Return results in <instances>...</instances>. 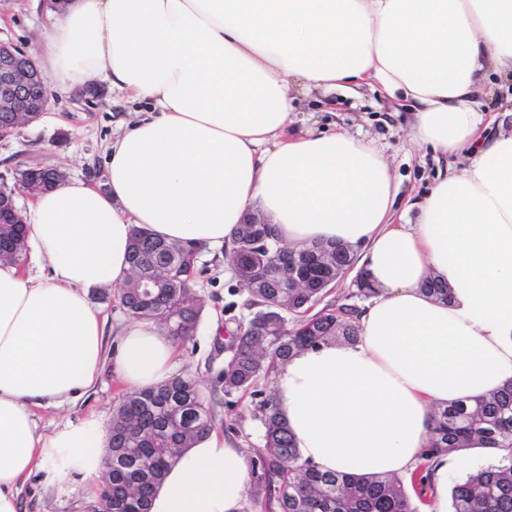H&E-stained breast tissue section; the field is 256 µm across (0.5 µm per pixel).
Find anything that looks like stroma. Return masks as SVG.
<instances>
[{"mask_svg": "<svg viewBox=\"0 0 512 512\" xmlns=\"http://www.w3.org/2000/svg\"><path fill=\"white\" fill-rule=\"evenodd\" d=\"M52 12L44 0H0V42L12 44L42 62ZM49 103L36 120L19 126L0 138V190L12 193L20 211H27L31 196L17 183V172L28 166H50L65 178L86 180L104 186L107 179L108 146L132 122L140 102L98 83L95 94L65 93L48 85ZM298 130L347 131L371 140L389 161L400 186L398 200H414L427 193L437 174L433 151L412 140L406 107L382 93L363 88L360 98L347 99L335 93L320 99H301ZM196 290L204 300L197 332L181 346V374H191L205 389L217 386L224 369L225 329L236 326L245 310L244 297L232 271L225 267L223 252L206 248L199 255ZM274 390L273 380H264L245 393L225 397L215 408L225 440L238 447L263 444V427L255 413L259 402ZM123 385L104 376L95 390L76 402L47 407L39 412V427L51 433L69 421L89 414L110 422L114 403ZM23 512H85L88 494L76 475L49 485L43 474L34 475L20 491Z\"/></svg>", "mask_w": 512, "mask_h": 512, "instance_id": "35a3bbf8", "label": "stroma"}]
</instances>
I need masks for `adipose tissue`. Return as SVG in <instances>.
I'll list each match as a JSON object with an SVG mask.
<instances>
[{"label":"adipose tissue","instance_id":"obj_1","mask_svg":"<svg viewBox=\"0 0 512 512\" xmlns=\"http://www.w3.org/2000/svg\"><path fill=\"white\" fill-rule=\"evenodd\" d=\"M57 86L106 83L148 112L109 147L99 189L35 195L36 274L0 261V512L34 473L95 484L110 431L96 417L39 431L36 410L104 374L144 390L175 375L153 321L116 333L89 289L121 284L135 232L230 244L261 213L283 243L362 249L377 297L351 344L295 355L275 377L280 418L325 471L411 472L434 406L512 381V132L482 138L478 101L512 76V0H62L46 43ZM370 87L409 105L416 142L465 158L399 207L389 162L362 137L294 133L300 98ZM48 275H40V268ZM439 276L449 301L423 290ZM243 449L211 432L183 450L151 512H240Z\"/></svg>","mask_w":512,"mask_h":512}]
</instances>
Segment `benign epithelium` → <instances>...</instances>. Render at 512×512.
I'll list each match as a JSON object with an SVG mask.
<instances>
[{"label":"benign epithelium","instance_id":"obj_1","mask_svg":"<svg viewBox=\"0 0 512 512\" xmlns=\"http://www.w3.org/2000/svg\"><path fill=\"white\" fill-rule=\"evenodd\" d=\"M40 79L44 81L46 76L29 55L11 45L0 44V112L10 116V128L46 110L47 97L32 100L27 96L31 84ZM21 173L22 177L18 181L30 193L62 180V172L55 168L28 167L21 170Z\"/></svg>","mask_w":512,"mask_h":512}]
</instances>
